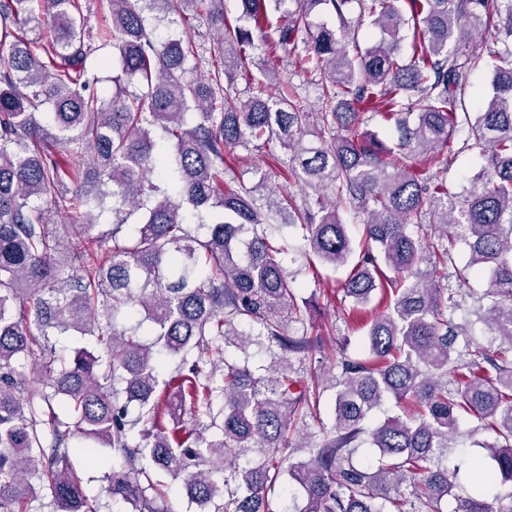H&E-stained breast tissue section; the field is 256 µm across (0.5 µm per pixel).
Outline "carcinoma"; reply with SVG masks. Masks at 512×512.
I'll return each mask as SVG.
<instances>
[{"instance_id":"obj_1","label":"carcinoma","mask_w":512,"mask_h":512,"mask_svg":"<svg viewBox=\"0 0 512 512\" xmlns=\"http://www.w3.org/2000/svg\"><path fill=\"white\" fill-rule=\"evenodd\" d=\"M198 2L102 0L109 25L95 32L81 0H0V512H32L35 481L53 512H104L73 463L104 461L100 448L116 460L103 492L127 512H164L165 476L194 512H270L284 476L302 493L290 512H443L450 498L451 512H512V490L497 491L512 482V0H405L408 16L399 0H237L248 28L209 0L202 20L218 38L199 76L195 40L147 24L151 12L186 19ZM354 3L382 33L365 49L347 41ZM324 12L339 26L316 22ZM47 18L49 36L29 38ZM302 27L297 60L319 72L322 111L288 94L231 95L258 48L251 29L271 31L273 55ZM491 28L490 92L460 116L467 40ZM101 39L118 70L110 97L87 65ZM366 112L394 122L395 146L336 135ZM460 130V150L482 164L452 192ZM273 143L290 177L321 192L303 209L266 173L250 187L227 179L233 149ZM340 202L364 215L356 247ZM51 205L81 223H49ZM107 211L112 230L97 234ZM287 228L306 256L355 260L327 301L374 305L362 350L329 365L321 337L290 332L316 305L298 301L288 247L272 242ZM472 276L486 281L479 296ZM470 300L480 339L455 319ZM72 332L92 348L58 354L56 337ZM263 342L281 353L268 378L226 358ZM167 356L179 364L161 381ZM160 388L205 421L180 423ZM479 432L488 457L472 456L464 487L448 449Z\"/></svg>"}]
</instances>
